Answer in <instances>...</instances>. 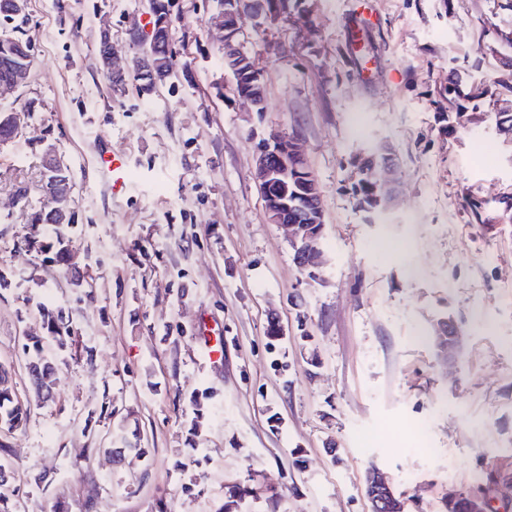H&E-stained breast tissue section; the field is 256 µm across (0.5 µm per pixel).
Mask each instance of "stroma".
<instances>
[{
	"instance_id": "35a3bbf8",
	"label": "stroma",
	"mask_w": 512,
	"mask_h": 512,
	"mask_svg": "<svg viewBox=\"0 0 512 512\" xmlns=\"http://www.w3.org/2000/svg\"><path fill=\"white\" fill-rule=\"evenodd\" d=\"M308 18L246 19L265 83L247 112L224 66L211 0H176L170 37L189 62L147 100L110 93L97 58L150 39L148 0H29L34 65L20 98L37 116L0 146V363L43 335L35 304L73 309L66 347L45 343L57 397L19 380L25 426L1 438L21 512H370L378 469L405 512H444L484 489L512 512V223L485 229L470 198L512 206V0H308ZM302 145L324 205L318 280L297 269L252 176L259 142ZM55 144L73 173L81 296L58 267L15 246L19 183ZM387 147L384 212L350 192L357 155ZM111 151L120 169L98 162ZM137 182L111 190L112 178ZM224 357L195 340L200 317ZM452 318L461 352L432 339ZM278 320L283 334L270 339ZM149 455L114 462L105 400ZM205 418L188 443L194 403ZM425 425L421 450L417 425Z\"/></svg>"
}]
</instances>
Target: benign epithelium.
I'll return each mask as SVG.
<instances>
[{"label":"benign epithelium","mask_w":512,"mask_h":512,"mask_svg":"<svg viewBox=\"0 0 512 512\" xmlns=\"http://www.w3.org/2000/svg\"><path fill=\"white\" fill-rule=\"evenodd\" d=\"M224 35L222 36L224 66L231 73L241 75L249 81V87L243 93L248 110L263 111L264 98L261 92L262 74L256 70L251 59L241 50L238 34L242 32L241 0H223ZM28 0H5L0 4V15L4 21L13 23L27 16ZM99 65L107 76L122 74V67L113 54L112 37L109 28L102 27L99 41ZM174 47L165 48V53L151 55L141 62L143 70L153 77L162 79L176 61ZM33 63L31 46L23 48L20 59L10 63L11 78L0 82V99L23 87L30 76ZM43 183L51 207L43 212L45 222L66 224L69 222L71 208V184L66 177V162L50 148L43 153ZM253 176L261 191L266 211L272 223L288 228L295 249L294 260L300 270L316 277L321 256V237L324 229V214L316 181L311 173L306 156L298 143L291 137L272 132L263 139L256 154ZM298 181L301 186V200L288 203V182ZM461 330L453 320L440 323L437 342L454 350L458 347ZM365 490L370 502L371 512H405V502L397 495L383 475L371 469L365 477ZM460 502L467 512H487L485 492L472 490L459 492L448 497V504Z\"/></svg>","instance_id":"obj_1"}]
</instances>
